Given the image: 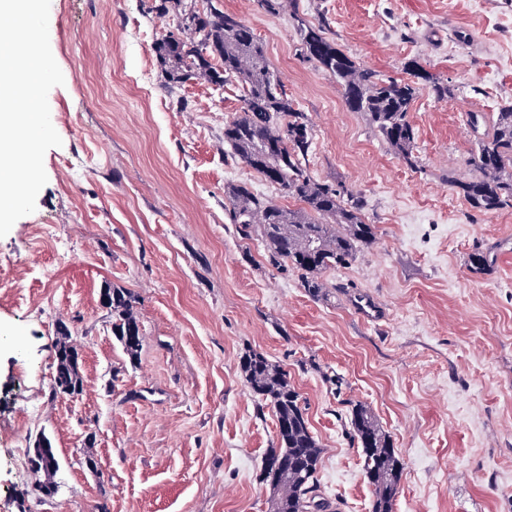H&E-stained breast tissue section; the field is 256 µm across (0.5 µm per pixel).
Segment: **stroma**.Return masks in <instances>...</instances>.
Returning a JSON list of instances; mask_svg holds the SVG:
<instances>
[{"mask_svg":"<svg viewBox=\"0 0 512 512\" xmlns=\"http://www.w3.org/2000/svg\"><path fill=\"white\" fill-rule=\"evenodd\" d=\"M153 3H50L62 144L44 156L35 211L0 238V512H273L260 470L276 418L241 373L248 349L300 392L323 449L320 494L338 512H371L349 437L355 403L403 459L393 512H512V208L481 211L453 186L477 173L468 113L512 102V0H297L382 77L405 78L414 60L453 88L440 100L417 85L413 169L304 55L289 11L221 0L304 113L312 176L357 197L375 228L350 264L323 271L321 299L229 223L232 183L296 202L227 153L235 86L167 91L153 46L173 18ZM476 252L486 273L469 269ZM107 287L135 297L137 362L112 334ZM364 298L380 321L358 313ZM61 322L82 355L75 397L51 391ZM40 433L59 461L50 498L24 496L29 478L14 468Z\"/></svg>","mask_w":512,"mask_h":512,"instance_id":"obj_1","label":"stroma"}]
</instances>
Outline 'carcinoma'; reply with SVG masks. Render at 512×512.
I'll return each mask as SVG.
<instances>
[{"label":"carcinoma","instance_id":"1","mask_svg":"<svg viewBox=\"0 0 512 512\" xmlns=\"http://www.w3.org/2000/svg\"><path fill=\"white\" fill-rule=\"evenodd\" d=\"M216 2L207 0L202 11L195 0H158L153 6L158 14L170 13L176 21V32L154 44L166 88L172 92L201 77L218 88L237 84L241 112L224 124V145L231 156L302 206L286 208L245 185H230L225 190L229 223L242 238L261 241L270 266L300 273L306 293L319 298L326 290L321 273L350 264L361 248L372 244L374 226L365 223L360 200L353 196L345 200L332 185L313 178L307 166L312 134L306 117L295 109L280 76L266 64L263 44L252 29ZM293 20L304 54L334 78L347 107L366 113L400 159L411 168L417 166L416 134L409 118L417 93L415 80L428 82L438 99L452 94L450 86L414 61L404 66L412 79L382 78L331 41L324 24L296 12ZM483 123L484 115H470L479 176L459 181L457 187L482 211L512 208V103L500 106L490 128L481 132ZM101 300L112 312L113 336L129 360L137 361L142 333L132 293L106 288ZM58 335L52 393L75 396L82 392L83 382L77 365L67 359L73 350L68 326H61ZM240 369L260 407L272 408L277 418L276 446L262 467L263 481L276 492L273 512H326L329 504L317 483L322 448L288 372L250 349L240 357ZM350 437L362 450L363 473L373 487L372 512H393L404 462L390 436L364 406L356 404L350 414Z\"/></svg>","mask_w":512,"mask_h":512}]
</instances>
